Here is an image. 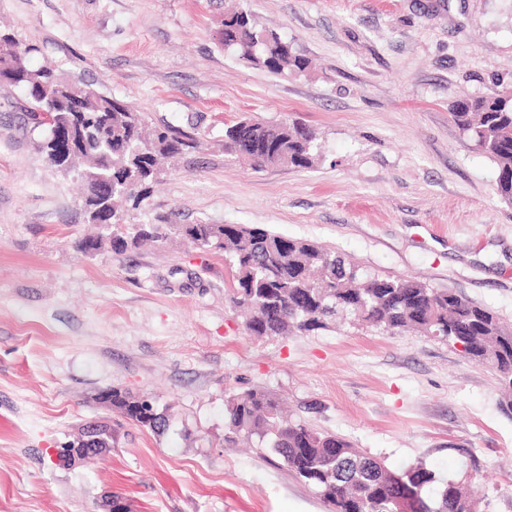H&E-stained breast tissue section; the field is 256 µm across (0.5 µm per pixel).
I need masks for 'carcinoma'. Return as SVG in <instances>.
Instances as JSON below:
<instances>
[{
	"label": "carcinoma",
	"instance_id": "1",
	"mask_svg": "<svg viewBox=\"0 0 512 512\" xmlns=\"http://www.w3.org/2000/svg\"><path fill=\"white\" fill-rule=\"evenodd\" d=\"M216 39L224 49L255 66L286 77L308 68V60L277 34L257 28L253 15L234 12L221 21ZM33 45L0 35V72L14 67L10 85L25 92L21 109L53 161L55 117L71 123L74 171L86 192L81 207L87 219L97 210L112 211L110 245L123 253L144 238L163 236L159 224H134L123 230L124 204H139L158 180L160 161L191 147V133L169 126H149L140 111L88 86L59 77L51 64L34 67ZM453 122L497 166L500 198L512 203V90L455 101ZM224 152L254 163L257 169L282 163L312 168L320 147L316 132L296 121L243 119L224 128ZM112 181V196L96 189ZM175 231L188 243L224 254L232 272L231 302L249 315L246 327L257 338L286 336L328 327L339 318L382 331L419 330L461 345L462 353L488 364L512 388V326L492 310L452 290L431 288L411 279L363 273L339 252L307 239L280 236L262 227L240 224H179ZM113 409L138 427L165 432L168 416L147 396L111 389ZM227 434L256 438L278 454L287 470L310 485L329 512H399L411 498L417 512H474L472 502L452 479L440 480L422 462L393 472L343 438L303 423L283 420L268 393L250 390L227 401ZM112 426L99 422L82 429L65 448L112 450Z\"/></svg>",
	"mask_w": 512,
	"mask_h": 512
}]
</instances>
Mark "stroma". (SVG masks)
I'll return each instance as SVG.
<instances>
[{
	"instance_id": "35a3bbf8",
	"label": "stroma",
	"mask_w": 512,
	"mask_h": 512,
	"mask_svg": "<svg viewBox=\"0 0 512 512\" xmlns=\"http://www.w3.org/2000/svg\"><path fill=\"white\" fill-rule=\"evenodd\" d=\"M250 10L309 60L282 78L224 52ZM0 31L33 65L194 134L164 160L133 224H245L315 241L368 272L450 289L512 324V205L494 162L449 121L457 99L512 83V0H0ZM0 84V512H328L266 448L228 447V398L250 389L292 421L399 471L423 462L475 512H512V414L489 366L446 340L350 323L251 336L222 253L175 233L122 254L95 234L80 178L52 166ZM293 118L315 130L309 170L224 153V127ZM152 396L163 434L100 391ZM107 421L114 447L67 468L55 448Z\"/></svg>"
}]
</instances>
